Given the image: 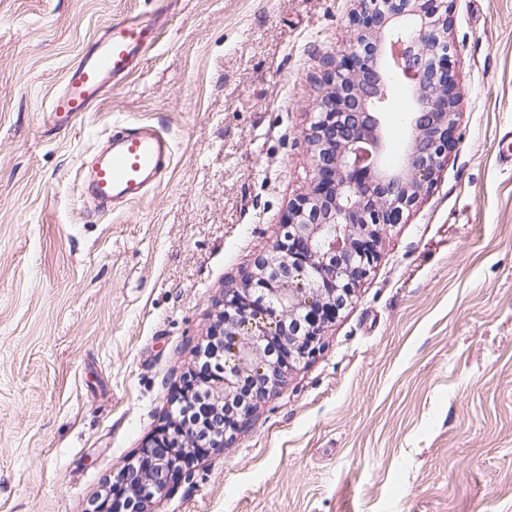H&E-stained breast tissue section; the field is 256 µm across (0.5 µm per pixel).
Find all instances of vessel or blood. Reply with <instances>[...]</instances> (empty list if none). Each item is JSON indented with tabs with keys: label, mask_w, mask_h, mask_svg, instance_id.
I'll return each mask as SVG.
<instances>
[{
	"label": "vessel or blood",
	"mask_w": 512,
	"mask_h": 512,
	"mask_svg": "<svg viewBox=\"0 0 512 512\" xmlns=\"http://www.w3.org/2000/svg\"><path fill=\"white\" fill-rule=\"evenodd\" d=\"M156 41L155 27L134 17L107 25L66 69L61 88L50 98L48 110L57 126L100 103L137 68ZM171 163L169 139L154 125L140 124L114 136L110 152L89 172L88 184L100 203L134 201Z\"/></svg>",
	"instance_id": "b4317fda"
}]
</instances>
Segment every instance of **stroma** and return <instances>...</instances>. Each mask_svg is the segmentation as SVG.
Returning a JSON list of instances; mask_svg holds the SVG:
<instances>
[{"label":"stroma","mask_w":512,"mask_h":512,"mask_svg":"<svg viewBox=\"0 0 512 512\" xmlns=\"http://www.w3.org/2000/svg\"><path fill=\"white\" fill-rule=\"evenodd\" d=\"M357 0H173L137 71L58 128L51 94L157 0H0V512H97L164 426L227 288L313 184L306 139ZM457 140L378 261L229 447L152 512H512V0H450ZM409 91L385 116L402 152ZM163 126L171 166L95 210L83 170Z\"/></svg>","instance_id":"stroma-1"}]
</instances>
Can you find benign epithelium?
Wrapping results in <instances>:
<instances>
[{
	"label": "benign epithelium",
	"instance_id": "benign-epithelium-1",
	"mask_svg": "<svg viewBox=\"0 0 512 512\" xmlns=\"http://www.w3.org/2000/svg\"><path fill=\"white\" fill-rule=\"evenodd\" d=\"M354 37L340 56L327 58L328 91L308 132L314 161L311 190L288 206L270 254L258 256L242 286L224 294L214 331L224 344L206 400L224 448L251 421L290 367L316 356L329 320L346 307L354 288L378 258L392 224L413 209L454 146L458 92L450 65L448 0H359ZM412 93L410 136L402 159L383 162L382 118L393 82ZM332 309L327 320L322 312ZM192 425L168 417L127 462L117 481L147 512L181 467L166 448L195 447Z\"/></svg>",
	"mask_w": 512,
	"mask_h": 512
}]
</instances>
